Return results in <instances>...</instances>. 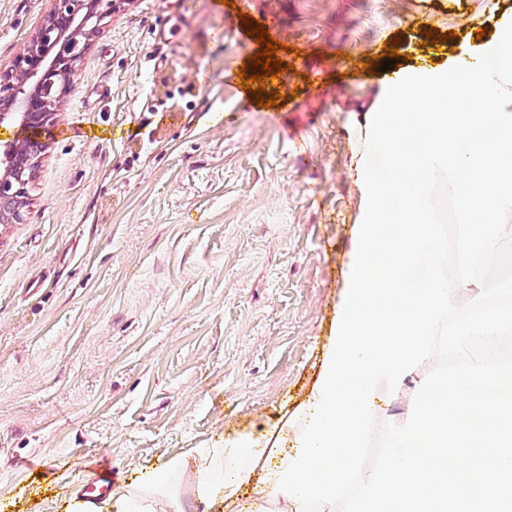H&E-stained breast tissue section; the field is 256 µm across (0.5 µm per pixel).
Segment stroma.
Wrapping results in <instances>:
<instances>
[{
  "instance_id": "obj_1",
  "label": "stroma",
  "mask_w": 512,
  "mask_h": 512,
  "mask_svg": "<svg viewBox=\"0 0 512 512\" xmlns=\"http://www.w3.org/2000/svg\"><path fill=\"white\" fill-rule=\"evenodd\" d=\"M127 0L90 38L19 220L0 221V512H68L88 461L116 484L278 428L335 334L365 207L385 50L468 51L512 0ZM49 0H0V69ZM280 41L257 106L214 36ZM437 42L426 39V31ZM219 115H212V108ZM108 141L84 140L88 130Z\"/></svg>"
}]
</instances>
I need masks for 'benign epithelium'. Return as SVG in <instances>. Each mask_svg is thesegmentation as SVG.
Wrapping results in <instances>:
<instances>
[{
    "instance_id": "7a95c632",
    "label": "benign epithelium",
    "mask_w": 512,
    "mask_h": 512,
    "mask_svg": "<svg viewBox=\"0 0 512 512\" xmlns=\"http://www.w3.org/2000/svg\"><path fill=\"white\" fill-rule=\"evenodd\" d=\"M45 22L23 45L9 69L0 72V102L12 111L0 113V123L8 121L21 128L51 125L63 94V80L75 73L87 50L90 36L101 22L120 8L123 0H52ZM27 149L40 158L43 149L15 141L0 148V198H17L23 192L12 175V161L19 150Z\"/></svg>"
}]
</instances>
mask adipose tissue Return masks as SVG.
I'll list each match as a JSON object with an SVG mask.
<instances>
[{
	"mask_svg": "<svg viewBox=\"0 0 512 512\" xmlns=\"http://www.w3.org/2000/svg\"><path fill=\"white\" fill-rule=\"evenodd\" d=\"M203 461L196 467L193 478L192 502L195 512H209L212 505L236 499L240 490L252 479L256 468L267 458H275L277 466L268 470L257 492H272L279 471L288 461L284 449L261 447L256 439L245 437L224 448H203L199 451ZM167 470L151 469L136 483H127L112 490L107 512H184L179 495L167 487Z\"/></svg>",
	"mask_w": 512,
	"mask_h": 512,
	"instance_id": "ef3b65f1",
	"label": "adipose tissue"
}]
</instances>
